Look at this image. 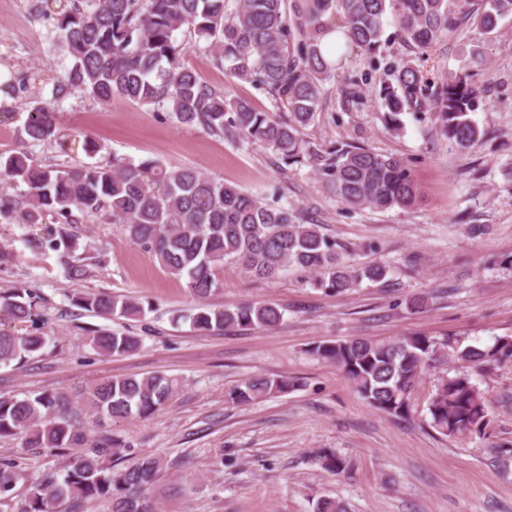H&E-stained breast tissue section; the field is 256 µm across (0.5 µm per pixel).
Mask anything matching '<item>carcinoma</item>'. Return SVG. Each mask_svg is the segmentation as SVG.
Masks as SVG:
<instances>
[{
    "label": "carcinoma",
    "instance_id": "1",
    "mask_svg": "<svg viewBox=\"0 0 512 512\" xmlns=\"http://www.w3.org/2000/svg\"><path fill=\"white\" fill-rule=\"evenodd\" d=\"M39 0V15L54 33L53 44L69 59L63 80L52 95L63 99L79 92L102 104L122 98L170 112L185 126L218 136L241 138L271 151L276 166L301 165L309 151L300 137L321 111L326 84L336 78L339 61L322 49L327 36L339 32L348 51L377 58L387 16L395 36L419 53L462 34L472 25L493 34L512 18V0ZM187 29L207 42L217 66L229 64L238 79L271 98L276 116L243 98L202 83L182 64L185 44L177 33ZM474 49L461 57L456 71L437 83L406 62L391 64L395 83L379 91L383 119L398 131L405 112L429 110L440 134L460 149L478 141L484 130L473 114L488 88L470 81ZM30 143L57 137L56 113L35 105L23 124ZM316 174L326 188L351 208L385 211L409 208L419 192L407 161L377 153L364 145L329 146L318 155ZM0 180L25 186L17 195L0 194V217H15L38 229L28 239L36 251L51 250L69 259L68 276L88 277L100 264L65 226L76 223L73 210L100 212L127 226L135 244L152 253L162 267L187 285L200 300L190 315L194 330L229 327L276 328L283 313L273 304L213 306L207 299L219 288L217 267L230 261L259 280L277 278L289 269L313 275L312 285L333 292L349 291L368 280L383 282L390 265L375 261L358 265L352 249L308 223L294 207L271 204L189 167L167 168L154 160L139 164L112 158L62 168L42 167L27 151L0 153ZM74 305L97 316L141 318L138 299L90 292ZM46 299L23 286L0 297V365H22L42 351L48 336ZM141 339L107 328L93 331L90 345L102 356L137 350ZM311 354L336 366L373 409L392 418L411 415L424 373L442 362L460 364L452 376L437 377L425 395L428 425L464 446L489 436L487 397L474 381L479 374L512 361V336L490 342L464 338L438 340L409 334L391 340L350 337L319 344ZM179 379L163 374L105 378L77 395L42 391L22 398L0 396V437L22 435L23 447L57 453L77 450L64 472L47 470L27 490L23 512H56L72 502L71 512L86 503L105 512H152L145 493L156 481L162 462L141 457L114 470L105 459L120 453L121 442L104 423L116 418H146L166 405L179 389ZM301 386L290 376L253 375L229 392L227 401L247 405ZM94 417L98 430L83 425ZM489 452L502 469L512 462V448L492 445ZM322 470L342 475L348 464L332 449L317 452ZM23 479L20 463L0 459V503L11 498Z\"/></svg>",
    "mask_w": 512,
    "mask_h": 512
}]
</instances>
